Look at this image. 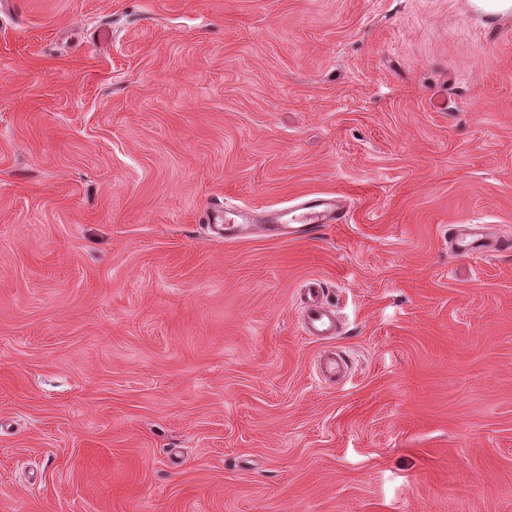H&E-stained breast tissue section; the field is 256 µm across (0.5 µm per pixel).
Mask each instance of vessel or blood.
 Returning <instances> with one entry per match:
<instances>
[{
	"mask_svg": "<svg viewBox=\"0 0 512 512\" xmlns=\"http://www.w3.org/2000/svg\"><path fill=\"white\" fill-rule=\"evenodd\" d=\"M349 218L341 197L330 194H306L296 198L293 205L274 209L263 215L246 207L228 206L224 210L211 212L210 223L216 233L225 240H238L252 236L271 239H299L316 235L326 225L343 224ZM512 247V241L495 237L491 226H478L476 231L461 234L459 251L490 256L495 252ZM321 288L318 281L306 286L300 328L304 335L326 340L337 334L334 311L317 299Z\"/></svg>",
	"mask_w": 512,
	"mask_h": 512,
	"instance_id": "b4317fda",
	"label": "vessel or blood"
}]
</instances>
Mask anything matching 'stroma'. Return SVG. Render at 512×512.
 Instances as JSON below:
<instances>
[{
	"label": "stroma",
	"mask_w": 512,
	"mask_h": 512,
	"mask_svg": "<svg viewBox=\"0 0 512 512\" xmlns=\"http://www.w3.org/2000/svg\"><path fill=\"white\" fill-rule=\"evenodd\" d=\"M309 193L348 223L208 227ZM459 224L512 240V13L0 0V512H512V249ZM349 218L345 203L338 195L306 194L293 205L274 209L261 216L242 206H224L215 210L209 222L224 241L263 236L271 239H299L316 235L327 224H345ZM220 223V224H219ZM476 227L477 231L462 233L460 238L458 237V251L479 256H493L495 252L511 247L509 239L494 236L491 225H478ZM304 290L307 296L304 300L300 328L304 336H311L318 340H326L337 335L336 314L321 304L317 293L322 290L318 280L309 282Z\"/></svg>",
	"instance_id": "35a3bbf8"
}]
</instances>
